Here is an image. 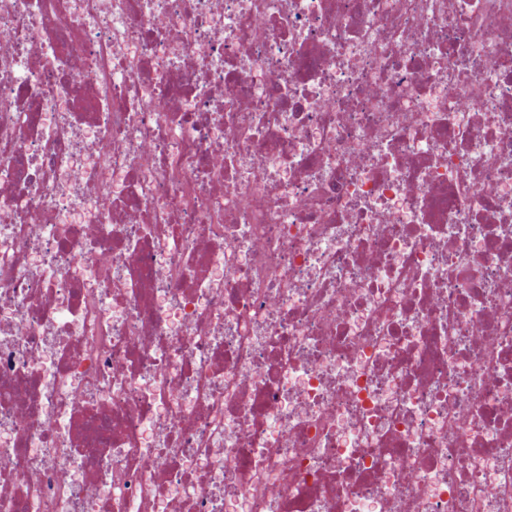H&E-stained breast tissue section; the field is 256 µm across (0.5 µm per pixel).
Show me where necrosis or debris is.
I'll return each instance as SVG.
<instances>
[{"label":"necrosis or debris","instance_id":"1","mask_svg":"<svg viewBox=\"0 0 512 512\" xmlns=\"http://www.w3.org/2000/svg\"><path fill=\"white\" fill-rule=\"evenodd\" d=\"M0 512H512V0H0Z\"/></svg>","mask_w":512,"mask_h":512}]
</instances>
